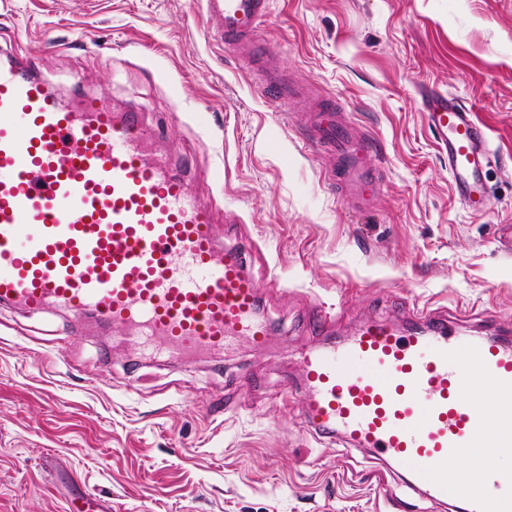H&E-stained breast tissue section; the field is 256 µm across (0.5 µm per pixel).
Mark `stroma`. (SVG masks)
Wrapping results in <instances>:
<instances>
[{
	"label": "stroma",
	"instance_id": "stroma-1",
	"mask_svg": "<svg viewBox=\"0 0 512 512\" xmlns=\"http://www.w3.org/2000/svg\"><path fill=\"white\" fill-rule=\"evenodd\" d=\"M258 39L365 135L368 211L325 183L304 103L261 89L202 0H0V46L140 112L151 145L216 202L217 244L241 250L274 330L181 365L132 354L116 327L0 306V512H66L91 493L112 512H450L403 464L309 426L293 354L424 311L512 337V0H269ZM423 88L488 126L490 209L457 198Z\"/></svg>",
	"mask_w": 512,
	"mask_h": 512
}]
</instances>
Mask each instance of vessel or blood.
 <instances>
[{
	"instance_id": "b4317fda",
	"label": "vessel or blood",
	"mask_w": 512,
	"mask_h": 512,
	"mask_svg": "<svg viewBox=\"0 0 512 512\" xmlns=\"http://www.w3.org/2000/svg\"><path fill=\"white\" fill-rule=\"evenodd\" d=\"M227 43L250 45L267 0H205ZM425 119L448 155L457 196L484 208L493 161L473 109L424 90ZM312 146L348 203L368 204L373 175L343 110L307 114ZM141 115L70 104L31 51L0 49V304L54 306L124 329L143 353L221 352L272 327L237 249L219 250L217 207L190 194L167 157L146 153ZM305 414L320 434L401 462L426 493L465 512H512V343L460 339L456 322L371 320L303 351ZM493 394L486 395L482 386ZM470 456L474 487L448 472Z\"/></svg>"
}]
</instances>
